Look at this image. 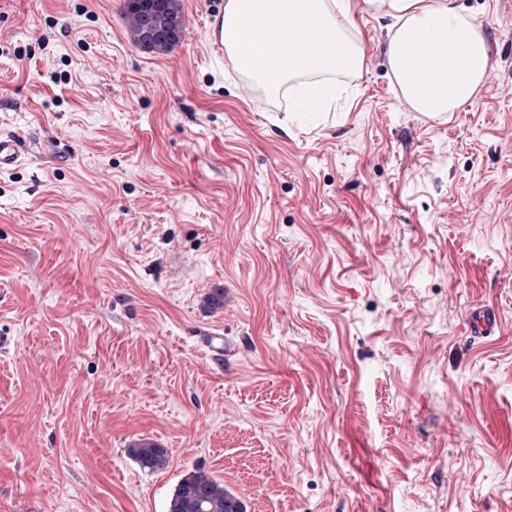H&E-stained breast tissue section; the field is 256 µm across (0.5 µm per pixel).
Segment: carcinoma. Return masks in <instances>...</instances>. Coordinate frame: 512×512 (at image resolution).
I'll list each match as a JSON object with an SVG mask.
<instances>
[{
  "instance_id": "carcinoma-1",
  "label": "carcinoma",
  "mask_w": 512,
  "mask_h": 512,
  "mask_svg": "<svg viewBox=\"0 0 512 512\" xmlns=\"http://www.w3.org/2000/svg\"><path fill=\"white\" fill-rule=\"evenodd\" d=\"M124 22L134 42L153 52L170 50L180 38L182 15L178 0H157L150 8L125 3ZM127 454L140 469L154 472L168 464L167 449L157 443L138 440ZM167 512H247L243 500L224 487V481L196 470L183 476L168 501Z\"/></svg>"
}]
</instances>
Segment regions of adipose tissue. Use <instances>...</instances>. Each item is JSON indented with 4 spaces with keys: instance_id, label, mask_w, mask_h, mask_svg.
I'll return each instance as SVG.
<instances>
[{
    "instance_id": "1",
    "label": "adipose tissue",
    "mask_w": 512,
    "mask_h": 512,
    "mask_svg": "<svg viewBox=\"0 0 512 512\" xmlns=\"http://www.w3.org/2000/svg\"><path fill=\"white\" fill-rule=\"evenodd\" d=\"M396 18L389 58L403 97L429 117L471 101L489 77L485 40L455 0H363ZM351 0H228L224 46L269 90L288 79L357 66L347 33Z\"/></svg>"
}]
</instances>
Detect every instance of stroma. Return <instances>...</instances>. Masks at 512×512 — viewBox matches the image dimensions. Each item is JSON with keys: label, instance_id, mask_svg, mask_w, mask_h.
<instances>
[{"label": "stroma", "instance_id": "35a3bbf8", "mask_svg": "<svg viewBox=\"0 0 512 512\" xmlns=\"http://www.w3.org/2000/svg\"><path fill=\"white\" fill-rule=\"evenodd\" d=\"M222 2L162 55L125 0H0V512H166L196 469L247 512H512V0H456L489 77L438 118L362 0L303 113L217 56ZM336 94V88L328 83H318L308 87L300 99L298 105L299 112H312L309 103L319 110L320 104L332 99ZM315 111V112H316ZM23 147L19 139L0 136V171L19 166L23 161ZM468 329L471 335L488 337L499 329V321L494 308L478 304L468 316ZM127 454L141 470L148 472L161 470L168 464L167 449L147 440H138L130 444Z\"/></svg>", "mask_w": 512, "mask_h": 512}]
</instances>
